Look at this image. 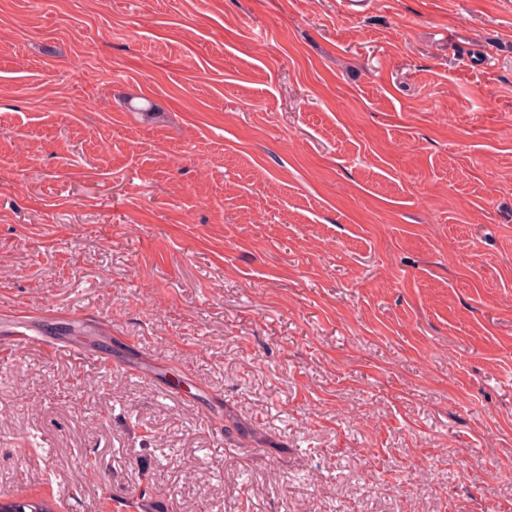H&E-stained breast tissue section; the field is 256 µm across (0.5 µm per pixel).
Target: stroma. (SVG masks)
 <instances>
[{"label": "stroma", "mask_w": 512, "mask_h": 512, "mask_svg": "<svg viewBox=\"0 0 512 512\" xmlns=\"http://www.w3.org/2000/svg\"><path fill=\"white\" fill-rule=\"evenodd\" d=\"M32 321L4 499L512 512V0H0Z\"/></svg>", "instance_id": "obj_1"}]
</instances>
